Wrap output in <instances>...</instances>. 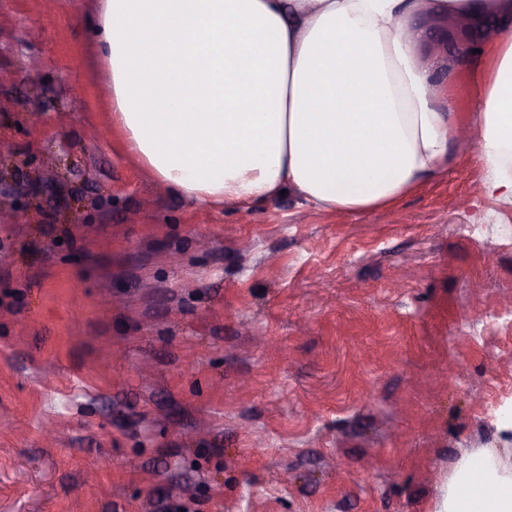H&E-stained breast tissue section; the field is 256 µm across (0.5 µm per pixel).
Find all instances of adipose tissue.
Masks as SVG:
<instances>
[{
    "label": "adipose tissue",
    "instance_id": "ef3b65f1",
    "mask_svg": "<svg viewBox=\"0 0 512 512\" xmlns=\"http://www.w3.org/2000/svg\"><path fill=\"white\" fill-rule=\"evenodd\" d=\"M512 0H103L112 124L154 180L243 209L291 190L341 215L392 209L443 174L459 130L436 41L471 23L483 192L512 207ZM441 512H512V468L482 448Z\"/></svg>",
    "mask_w": 512,
    "mask_h": 512
}]
</instances>
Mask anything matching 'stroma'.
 <instances>
[{
    "instance_id": "stroma-1",
    "label": "stroma",
    "mask_w": 512,
    "mask_h": 512,
    "mask_svg": "<svg viewBox=\"0 0 512 512\" xmlns=\"http://www.w3.org/2000/svg\"><path fill=\"white\" fill-rule=\"evenodd\" d=\"M101 6L0 0V512H439L469 454L512 461V209L475 156L390 211L199 206L110 123Z\"/></svg>"
}]
</instances>
